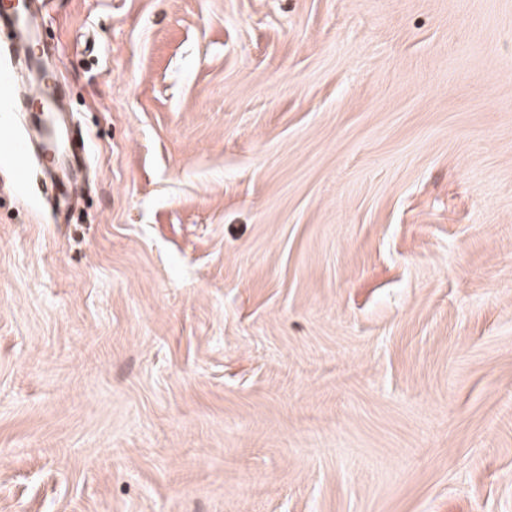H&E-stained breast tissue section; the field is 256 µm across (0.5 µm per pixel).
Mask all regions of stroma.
<instances>
[{
	"instance_id": "35a3bbf8",
	"label": "stroma",
	"mask_w": 512,
	"mask_h": 512,
	"mask_svg": "<svg viewBox=\"0 0 512 512\" xmlns=\"http://www.w3.org/2000/svg\"><path fill=\"white\" fill-rule=\"evenodd\" d=\"M97 172L0 170V512H512V0H54Z\"/></svg>"
}]
</instances>
